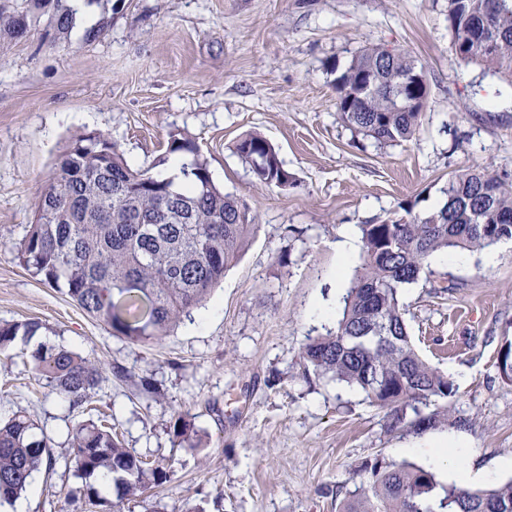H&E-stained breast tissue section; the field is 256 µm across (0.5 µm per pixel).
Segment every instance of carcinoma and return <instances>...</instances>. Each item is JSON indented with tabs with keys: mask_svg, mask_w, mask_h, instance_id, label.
<instances>
[{
	"mask_svg": "<svg viewBox=\"0 0 512 512\" xmlns=\"http://www.w3.org/2000/svg\"><path fill=\"white\" fill-rule=\"evenodd\" d=\"M74 27L67 0H0V43L40 31L66 39ZM456 58L512 80V0H448ZM423 66L398 48L370 46L336 78L342 121L384 146L408 141L422 124V105L398 107L404 75ZM238 154L264 184L293 183L272 144L259 134L239 139ZM168 151L186 162L182 178L131 169L103 134L70 140L45 187L33 224L19 244L23 266L65 294L112 335L132 344L159 340L201 305L237 260L257 228L248 207L216 186L193 140L170 136ZM445 203L424 214L360 225L363 264L342 297L334 330L309 339L305 372L359 391L384 412L389 432L422 433L451 422L457 387L417 354L404 318L403 295L437 252H479L512 239V180L488 169L457 175ZM36 320L0 324V351L18 336L31 338ZM35 379L79 408L91 401L102 367L64 347L32 355ZM501 375L512 380V341L499 351ZM23 412L0 421V505L27 490L33 474L51 469V442ZM70 463L87 480L112 476L117 503L171 481L168 463L150 465L124 447L112 426L81 424ZM342 512H512V479L473 490L444 483L431 469L382 455L353 473Z\"/></svg>",
	"mask_w": 512,
	"mask_h": 512,
	"instance_id": "carcinoma-1",
	"label": "carcinoma"
}]
</instances>
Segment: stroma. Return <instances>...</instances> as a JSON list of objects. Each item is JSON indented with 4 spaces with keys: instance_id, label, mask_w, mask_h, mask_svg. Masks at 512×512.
Here are the masks:
<instances>
[{
    "instance_id": "stroma-1",
    "label": "stroma",
    "mask_w": 512,
    "mask_h": 512,
    "mask_svg": "<svg viewBox=\"0 0 512 512\" xmlns=\"http://www.w3.org/2000/svg\"><path fill=\"white\" fill-rule=\"evenodd\" d=\"M97 10L95 39L39 33L0 47V322L42 324L0 352V419L28 412L54 457L22 496L27 512H109L115 493L89 500L69 463L72 429L101 413L127 448L175 470L121 512H340L356 466L379 453L404 460L425 437L387 433L362 394L303 373L304 346L335 326L363 262L358 249L340 265L339 233L433 210L454 175L512 178V85L456 58L448 0H99ZM371 45L407 50L429 87L419 131L383 148L336 108L338 70ZM93 132L152 174L172 159L171 134L191 137L258 224L205 304L153 343L113 336L18 258L57 157ZM248 133L274 145L293 185L257 180L234 152ZM497 251L493 266L479 252L463 265L432 257L404 298L419 355L458 388L473 465L490 471L512 457V383L497 364L512 339V241ZM41 346L103 366L93 409L36 382ZM140 377L156 393H140ZM180 414L191 442L173 432Z\"/></svg>"
}]
</instances>
